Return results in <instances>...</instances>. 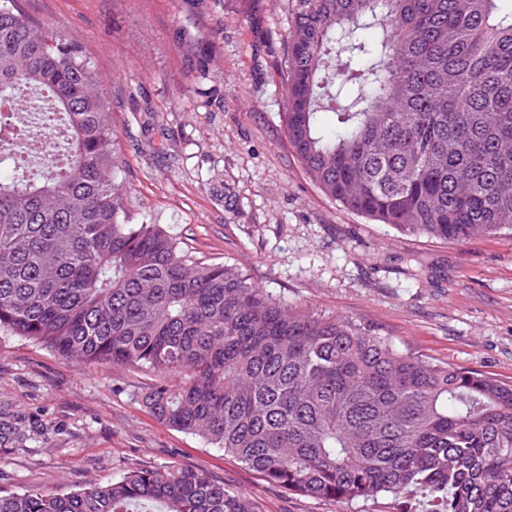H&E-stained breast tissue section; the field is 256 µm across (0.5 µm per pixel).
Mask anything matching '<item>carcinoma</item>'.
I'll return each instance as SVG.
<instances>
[{"label": "carcinoma", "instance_id": "1", "mask_svg": "<svg viewBox=\"0 0 512 512\" xmlns=\"http://www.w3.org/2000/svg\"><path fill=\"white\" fill-rule=\"evenodd\" d=\"M499 0H291L286 134L330 198L440 241L512 232V11ZM63 146L30 165L33 95ZM0 335L148 369L157 420L291 493L512 512V384L427 360L352 318L290 306L231 264L133 224L108 100L83 47L0 0ZM0 512H253L208 472L133 467Z\"/></svg>", "mask_w": 512, "mask_h": 512}]
</instances>
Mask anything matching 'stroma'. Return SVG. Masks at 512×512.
Segmentation results:
<instances>
[{
    "label": "stroma",
    "instance_id": "1",
    "mask_svg": "<svg viewBox=\"0 0 512 512\" xmlns=\"http://www.w3.org/2000/svg\"><path fill=\"white\" fill-rule=\"evenodd\" d=\"M76 39L109 96L137 224L194 258L236 264L274 297L359 320L400 348L512 383V234L443 242L344 208L286 137L285 0H25ZM154 373L87 366L0 338V489L68 490L131 466L202 469L254 512H398L289 493L204 439L155 420Z\"/></svg>",
    "mask_w": 512,
    "mask_h": 512
}]
</instances>
